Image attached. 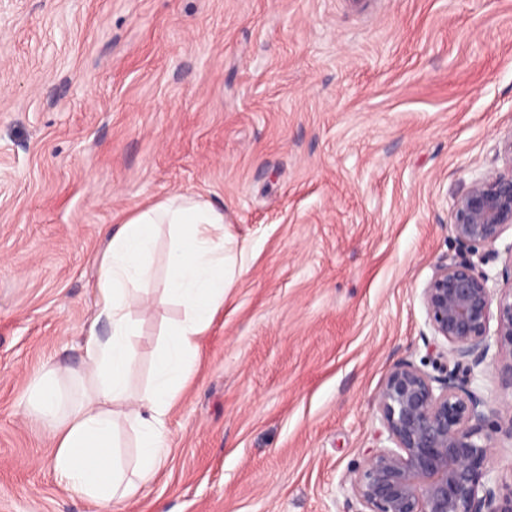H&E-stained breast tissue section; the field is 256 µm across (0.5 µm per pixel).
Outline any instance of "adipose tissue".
<instances>
[{
  "instance_id": "ef3b65f1",
  "label": "adipose tissue",
  "mask_w": 512,
  "mask_h": 512,
  "mask_svg": "<svg viewBox=\"0 0 512 512\" xmlns=\"http://www.w3.org/2000/svg\"><path fill=\"white\" fill-rule=\"evenodd\" d=\"M169 228L163 295L184 309L168 325L155 359L153 387L133 394L132 338L138 326L127 299L149 292V258L161 228ZM224 213L212 203L179 192L111 226L99 259L97 318L111 328L107 337L88 329L80 397L61 400L58 373L43 366L32 377V395L55 448L53 466L74 494L95 502L102 512H123L156 478L170 453L166 417L177 392L196 367L198 339L224 308V294L235 285L237 259L228 245ZM127 425L137 440V462L126 468L117 431Z\"/></svg>"
}]
</instances>
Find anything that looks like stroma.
Masks as SVG:
<instances>
[{
    "label": "stroma",
    "instance_id": "35a3bbf8",
    "mask_svg": "<svg viewBox=\"0 0 512 512\" xmlns=\"http://www.w3.org/2000/svg\"><path fill=\"white\" fill-rule=\"evenodd\" d=\"M511 129L512 0H0V512H95L30 382L82 365L102 226L175 191L242 270L125 512H347L385 376L444 364L422 290ZM132 311L142 393L183 311Z\"/></svg>",
    "mask_w": 512,
    "mask_h": 512
}]
</instances>
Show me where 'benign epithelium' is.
<instances>
[{"instance_id": "1", "label": "benign epithelium", "mask_w": 512, "mask_h": 512, "mask_svg": "<svg viewBox=\"0 0 512 512\" xmlns=\"http://www.w3.org/2000/svg\"><path fill=\"white\" fill-rule=\"evenodd\" d=\"M503 166L455 199L448 226L463 245L496 251L512 230V132ZM440 356L462 371L432 375L396 362L375 397L388 446L368 449L341 487L354 512H512V483L491 466L495 435L512 440V403L495 405L473 381L495 372L512 391V275L499 280L470 260L442 257L422 291Z\"/></svg>"}]
</instances>
